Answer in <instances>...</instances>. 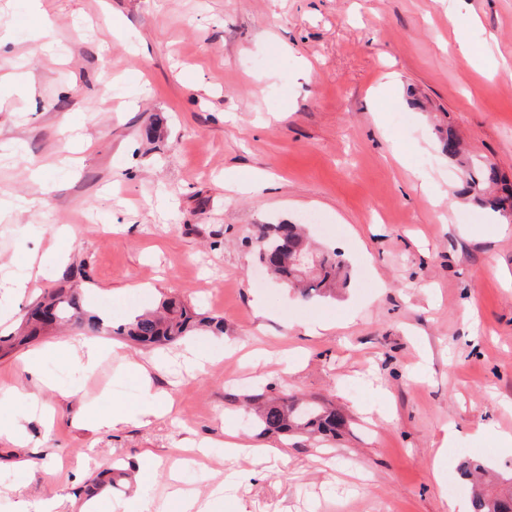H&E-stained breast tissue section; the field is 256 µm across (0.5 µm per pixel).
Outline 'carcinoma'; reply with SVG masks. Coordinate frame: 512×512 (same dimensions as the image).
I'll return each instance as SVG.
<instances>
[{"instance_id":"carcinoma-1","label":"carcinoma","mask_w":512,"mask_h":512,"mask_svg":"<svg viewBox=\"0 0 512 512\" xmlns=\"http://www.w3.org/2000/svg\"><path fill=\"white\" fill-rule=\"evenodd\" d=\"M444 143L448 157L464 170L460 194L487 203L504 216L512 212V191L501 197H487L489 186L497 182L495 166L484 163L470 166L460 157L458 139L451 133ZM255 253L256 259L275 277L288 287L299 289L306 298L330 296L345 281L341 254L326 251L314 255L299 224L258 225ZM305 256L313 257L307 268L300 264ZM43 307L54 311L56 322H70L87 334L98 335L107 330L104 320L86 308L77 290L54 289L30 313L18 335L0 337V352L24 345L46 330L40 316ZM202 327L224 333V321L203 317L184 302L170 298L162 302L161 310L134 316L118 328L117 334L143 347H156L175 343ZM250 400L255 411L253 424L264 435H308L333 440L348 425L346 416L336 407L317 400L304 403L286 391L271 397L257 393ZM462 474L472 481V512H512L511 484L500 490L486 489L482 486L484 467L475 461L465 462Z\"/></svg>"}]
</instances>
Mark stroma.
Listing matches in <instances>:
<instances>
[{"instance_id":"35a3bbf8","label":"stroma","mask_w":512,"mask_h":512,"mask_svg":"<svg viewBox=\"0 0 512 512\" xmlns=\"http://www.w3.org/2000/svg\"><path fill=\"white\" fill-rule=\"evenodd\" d=\"M451 6L52 0L54 61L27 0H0L13 32L0 75L15 77L0 83V202L19 207L0 220V281L37 278L0 292V336L42 292L81 287L115 349L91 370L49 354L30 375L29 352L83 341L69 326L0 357V419L25 428L23 443L0 440V512L41 499L137 512L177 488L208 512L233 499L247 512H448L464 462L512 475L497 439L512 433V235L458 195L439 142L452 128L512 183V0H466L453 28ZM460 33L501 70L457 64ZM76 132L95 147L73 171L58 157ZM257 174L270 185L243 191ZM282 222L341 253L335 298L304 299L258 266L257 225ZM171 296L223 318V334L160 350L113 334ZM317 320L328 330L309 334ZM192 349L211 360L189 374ZM158 357L172 413L145 419L134 367ZM283 390L334 404L347 432L330 448L258 435L244 397ZM118 405L117 428L84 417ZM451 423L462 436L435 459ZM228 430L270 455L225 459Z\"/></svg>"}]
</instances>
